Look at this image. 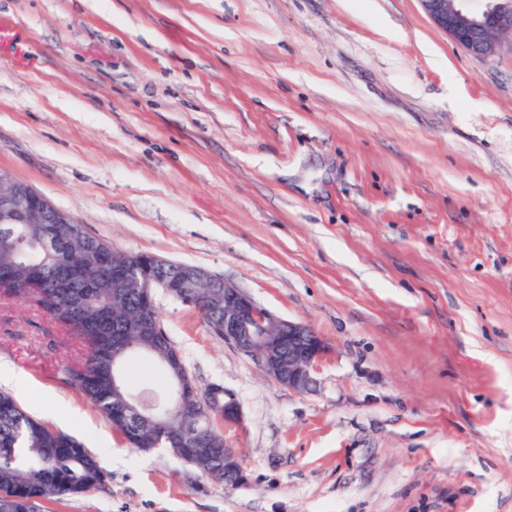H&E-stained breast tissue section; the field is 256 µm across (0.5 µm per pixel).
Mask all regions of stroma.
Masks as SVG:
<instances>
[{
    "label": "stroma",
    "instance_id": "stroma-1",
    "mask_svg": "<svg viewBox=\"0 0 512 512\" xmlns=\"http://www.w3.org/2000/svg\"><path fill=\"white\" fill-rule=\"evenodd\" d=\"M0 170L329 346L292 391L156 291L240 407L228 488L129 448L0 299V390L109 475L48 512H512L511 38L470 55L420 0H0Z\"/></svg>",
    "mask_w": 512,
    "mask_h": 512
}]
</instances>
